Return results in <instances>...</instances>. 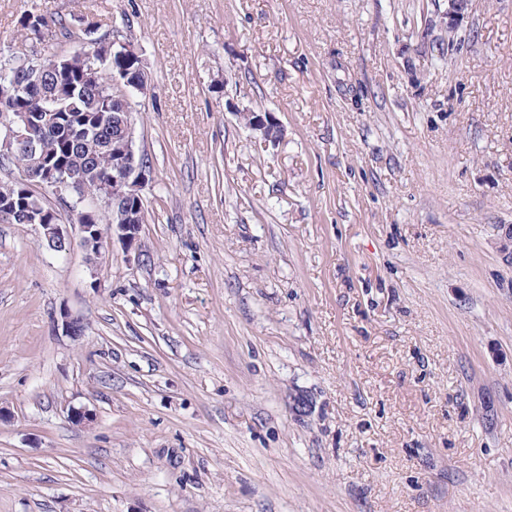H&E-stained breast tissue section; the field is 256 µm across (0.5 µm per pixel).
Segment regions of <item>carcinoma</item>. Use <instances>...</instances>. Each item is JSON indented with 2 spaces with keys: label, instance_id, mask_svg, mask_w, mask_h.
<instances>
[{
  "label": "carcinoma",
  "instance_id": "1",
  "mask_svg": "<svg viewBox=\"0 0 512 512\" xmlns=\"http://www.w3.org/2000/svg\"><path fill=\"white\" fill-rule=\"evenodd\" d=\"M53 25L74 44L73 51L62 55L66 65L54 67L45 60L42 78L33 84L28 67L10 54H0V106L31 115L33 135L47 163L74 176L95 173L92 191L110 197L124 141L112 113L130 106L126 86L112 84V75L124 70L143 84L146 74L135 53L96 36L97 25L84 17H60ZM39 196L26 181L0 185V201ZM79 212L89 224H106L111 215L84 204Z\"/></svg>",
  "mask_w": 512,
  "mask_h": 512
}]
</instances>
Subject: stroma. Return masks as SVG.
I'll return each mask as SVG.
<instances>
[{
	"label": "stroma",
	"instance_id": "1",
	"mask_svg": "<svg viewBox=\"0 0 512 512\" xmlns=\"http://www.w3.org/2000/svg\"><path fill=\"white\" fill-rule=\"evenodd\" d=\"M447 9L0 0L131 43L151 163L138 250L0 223V512H512V0ZM252 116H255L253 121L248 124V127L254 131L255 133L259 134L261 140H263V143L266 145L270 142L275 143L277 140H275L272 136V127L278 122L275 120V118L271 115L270 112H246L243 115V118H250ZM47 208H51L52 212H48L44 218L48 220V224H36L41 227L38 240L42 244H46L50 249L57 252H66L70 247V239L67 231L63 228L65 224H61L58 220V212L49 204H43ZM56 221L55 224L50 222Z\"/></svg>",
	"mask_w": 512,
	"mask_h": 512
}]
</instances>
